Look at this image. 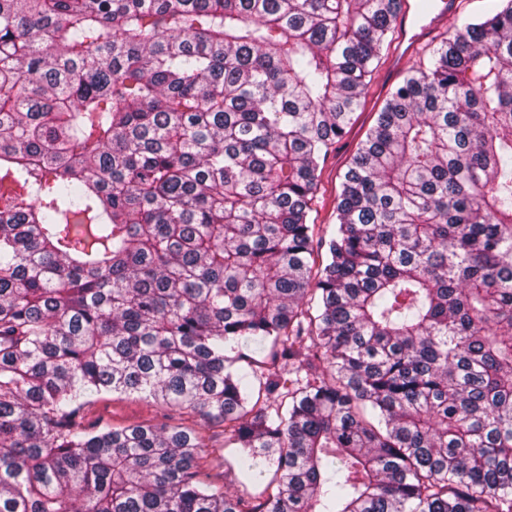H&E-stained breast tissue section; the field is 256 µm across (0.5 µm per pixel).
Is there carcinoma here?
I'll return each mask as SVG.
<instances>
[{"label": "carcinoma", "instance_id": "cac0c4a2", "mask_svg": "<svg viewBox=\"0 0 512 512\" xmlns=\"http://www.w3.org/2000/svg\"><path fill=\"white\" fill-rule=\"evenodd\" d=\"M398 8L0 0V512H512V0L310 223ZM228 442L260 495L210 481ZM175 407H167L136 395H107L95 397L89 407L87 419L118 427L166 420L170 425L200 429L204 425L202 416L187 414Z\"/></svg>", "mask_w": 512, "mask_h": 512}]
</instances>
